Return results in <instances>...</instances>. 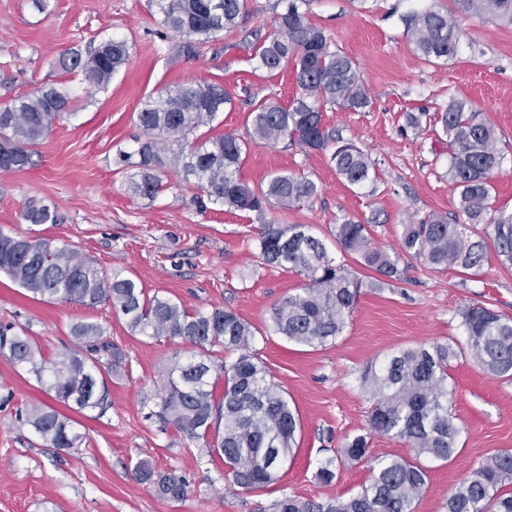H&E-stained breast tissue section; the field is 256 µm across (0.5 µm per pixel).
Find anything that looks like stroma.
Segmentation results:
<instances>
[{"mask_svg":"<svg viewBox=\"0 0 512 512\" xmlns=\"http://www.w3.org/2000/svg\"><path fill=\"white\" fill-rule=\"evenodd\" d=\"M250 14L217 34L195 56L177 55L178 37L149 0H0V107L44 83H58L73 99L72 115L57 122L35 147V164L0 171V229L40 236L92 260L104 272L123 271L147 293L171 297L195 311L214 306L236 311L256 330L254 348L275 383L287 392L302 420L299 449L263 491L231 487L222 461L199 464L172 426L151 416L165 372L174 358L195 347L179 339H152L132 331L107 305L30 299L0 275V327L32 336L45 358L70 345L78 322L102 326L126 355V368L112 378V406L98 419L78 417L86 440L52 454L25 424L27 408L46 395L34 377L15 370L0 354V512H260L284 494L312 500H342L371 478L367 463L337 464L328 483L315 479L320 461L336 456L347 438L365 433L372 402L359 376L402 348L463 341L459 309L488 303L512 316V267L489 258L478 275L451 267L436 270L402 255L400 281L364 289L344 332L332 344L310 348L288 342L272 328L271 312L285 295L305 284L300 275L260 264L257 221L247 213L210 205L199 211L194 183L168 172L170 190L149 201L128 189L131 171L119 169V152L132 150L143 100L187 81L222 82L233 97L217 119L218 132L245 135L248 96L271 95L290 105L300 90L291 67L260 68L252 33L269 31L277 0H248ZM452 0H311L308 18L332 49L357 65L372 105L363 112L336 108L327 127L352 141L375 163L372 187L350 186L329 153H304L289 140L249 145L240 176L251 185L274 174L302 171L321 189L312 204L270 207L267 219L304 224L325 243L330 257L375 273L342 255L332 229L344 218L371 220L375 246L398 251L404 224L431 214L453 216L456 193L448 179V146L431 125L406 131L407 113L436 111L449 96L472 102L497 129L504 161L492 178L494 207L512 210V26L471 18L453 59L425 61L400 22L419 8L446 10ZM127 41L128 65L106 90L92 88L78 72L58 66L68 51L87 53L100 41ZM38 197L55 208L58 224H29L26 200ZM448 371L454 395L450 409L462 428L448 462H429V488L415 512H446V499L460 479L487 455L512 451V384L484 373L465 357ZM155 470L186 476L189 493L180 502L160 498L134 473L138 460Z\"/></svg>","mask_w":512,"mask_h":512,"instance_id":"1","label":"stroma"}]
</instances>
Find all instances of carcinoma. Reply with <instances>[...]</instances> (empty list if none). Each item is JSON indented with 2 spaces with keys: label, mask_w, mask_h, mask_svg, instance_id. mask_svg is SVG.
<instances>
[{
  "label": "carcinoma",
  "mask_w": 512,
  "mask_h": 512,
  "mask_svg": "<svg viewBox=\"0 0 512 512\" xmlns=\"http://www.w3.org/2000/svg\"><path fill=\"white\" fill-rule=\"evenodd\" d=\"M212 2L151 0V6L180 38L179 50L196 55L213 35L237 27L249 12L247 0H220L218 9L211 8ZM284 2L273 17L276 32L256 38V57L269 71L291 64L300 93L288 107L271 97L249 100L252 140L274 143L286 137L305 152L328 150L338 174L348 184L362 187L370 180L373 164L358 146L327 128L324 112L336 106L360 112L371 105L370 96L353 60L331 49L323 30L308 21L304 7L309 0ZM454 3L452 10L429 8L402 16L411 43L429 62L456 54L464 17H486L512 26V0ZM129 57L125 40L109 38L85 57L63 56L59 66L66 73H82L92 87L104 90ZM232 103V94L219 82L163 89L142 102L137 112L142 136L133 150L119 152L117 165L135 170L129 189L141 198H158L167 189L164 172L173 166L185 178L194 179L203 192L198 198L200 209L212 203L254 214L260 223L256 247L262 264L292 269L307 280L304 288L281 298L273 308L274 331L307 347L333 343L356 307L363 280L335 263L306 225L266 220L268 207L310 204L320 189L300 172L278 173L264 187L241 179L246 142L232 133H213L218 114ZM71 104L66 90L46 83L0 111V170L33 166L34 146L70 114ZM434 122L448 142V177L458 192L455 207L463 223L432 214L407 224L402 250L435 269L472 270L488 260L491 245L500 264L512 265V212L496 210L492 202V176L504 160L496 148L494 125L469 101L452 95ZM23 219L29 224H55L59 215L43 200L31 197ZM468 224L491 227V244L482 239L466 241ZM333 236L340 250L382 277L379 284L401 279L399 256L372 243L370 225L345 218L334 225ZM0 273L34 298L63 299L92 308L109 304L144 336L182 339L197 347L200 358L171 362L155 411L162 423L179 432L196 462L219 458L231 484L253 491L276 483L280 470L294 459L299 413L252 349L255 329L235 312L222 307L191 312L166 295L148 294L121 271L104 275L92 261L48 239L2 230ZM458 316L464 342L403 349L360 374L361 388L374 401L369 432L348 439L340 459L321 461L315 476L329 483L335 478L336 462L366 458L372 433L406 443L415 458H375L370 483L344 500L286 495L271 504L270 512H413V503L428 488L427 466L420 458L450 460L462 433L448 411L453 395L448 386L450 361L465 351L487 374L512 382V318L478 303L463 307ZM71 335L74 346L46 359L31 337L11 334L5 327L0 329V351H8L12 365L34 376L51 400L74 413L101 417L111 406L109 381L121 371L125 354L98 324L76 323ZM229 352L238 353L231 362L224 360ZM219 384L223 390L218 395ZM26 422L56 452L79 448L86 440L74 427L75 420L49 403L31 405ZM200 442L203 447L193 449ZM134 473L161 498L177 502L188 495L189 481L175 471L158 472L149 461L140 460ZM507 484H512V453L491 454L456 485L448 496L447 512H512V493L501 492Z\"/></svg>",
  "instance_id": "carcinoma-1"
}]
</instances>
